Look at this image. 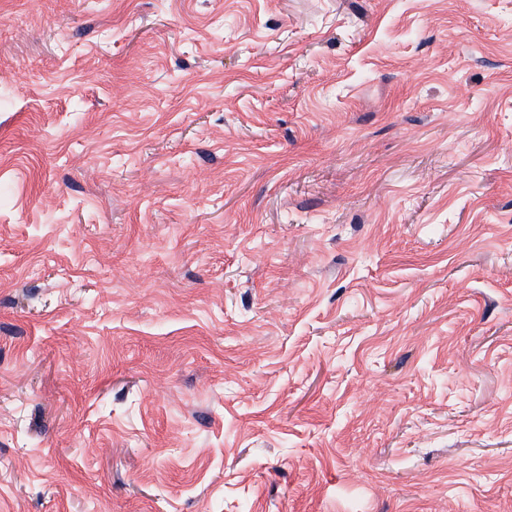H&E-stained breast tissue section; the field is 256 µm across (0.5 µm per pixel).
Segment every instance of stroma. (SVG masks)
<instances>
[{
    "label": "stroma",
    "mask_w": 512,
    "mask_h": 512,
    "mask_svg": "<svg viewBox=\"0 0 512 512\" xmlns=\"http://www.w3.org/2000/svg\"><path fill=\"white\" fill-rule=\"evenodd\" d=\"M0 512H512V0H0Z\"/></svg>",
    "instance_id": "stroma-1"
}]
</instances>
